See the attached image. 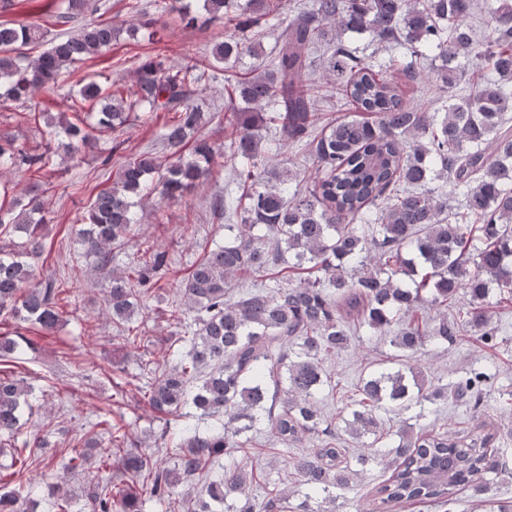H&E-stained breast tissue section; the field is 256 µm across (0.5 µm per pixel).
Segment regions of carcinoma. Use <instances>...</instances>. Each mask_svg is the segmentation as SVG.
<instances>
[{
    "instance_id": "obj_1",
    "label": "carcinoma",
    "mask_w": 512,
    "mask_h": 512,
    "mask_svg": "<svg viewBox=\"0 0 512 512\" xmlns=\"http://www.w3.org/2000/svg\"><path fill=\"white\" fill-rule=\"evenodd\" d=\"M479 0H309L288 18L278 46L262 71L228 84L225 94L238 108L205 115L190 101L193 86L211 73L195 62L171 64L156 53L146 57L129 85L104 86L90 80L69 90L73 118L61 113L45 121L46 144L36 153L14 139L0 137V173L23 168L38 173L52 155L78 163L92 152L112 160L122 142L112 136L132 120L173 112L163 127L168 161L143 153L130 157L112 186L101 190L80 218L85 252L106 268L112 251L135 237L134 207L156 193L163 199L205 183L219 147L194 138L202 124L218 120L231 128L227 148L237 160L238 223L224 225V244L209 250L181 284L186 309L185 351L175 365L146 383L151 411L167 417L161 439L177 442L181 455L169 468L159 450L133 452L125 436L90 428L74 439L70 457L57 460L52 433L23 435L24 408L32 386L0 376V444H13L10 464H0V512H32L37 487L9 489L40 456L56 465L59 482L48 486L55 512H69L58 498L87 450L104 453L102 466H119L129 484L117 487L98 477L86 490L88 512H141L144 491L162 512H288L286 492L269 494L255 506L246 491L258 471L235 454L253 446L250 433L260 425L284 447H298L310 436L322 447L293 461L301 478L294 512H342L337 501L371 460L352 461L350 440L384 443L387 478L360 512H397L403 505L452 503L466 490L481 494L512 478V470L493 448L497 434L437 425L416 427L429 407L465 403L477 413L494 375L474 368L449 384H434L412 364L428 346L444 345L467 332L491 344L498 328L488 313L492 289L512 294V0H494L487 12L488 34L470 23ZM55 24L82 21L77 29L50 41L36 58L26 47L44 41L48 30L37 22L0 24V101L26 103L73 64L112 45L120 28L87 19L108 9L95 0H61ZM163 0L158 16L127 27L153 38L160 16L193 15L199 8L236 29L259 27L283 10V0ZM366 33L380 48L404 47L436 61L433 74L448 96L442 112H431L423 98L404 97L387 65L359 54L345 41ZM323 50L326 77L366 116L344 115L317 131L316 101L308 76L312 56ZM247 52L264 57L256 44L233 37L214 45L212 57L224 64ZM272 106V111L264 107ZM272 129L283 149L301 147L312 160L307 176L260 152L262 129ZM443 179L448 192L433 186ZM461 197L458 208L448 196ZM44 202L32 185L27 194L0 203V235L23 234L24 241L0 247V320L15 335L0 336V366H15L23 346L21 324L50 333L62 322V289L37 276L43 250ZM168 268L165 252L148 244L131 273L112 272L104 300L106 315L119 324L141 308ZM259 281L262 291L228 299L234 281ZM389 334L403 353L398 368L371 371L343 407L342 425L323 418L320 401L335 389L324 363L349 348L361 330ZM401 415L394 433L381 428L380 412ZM224 457V474L212 466ZM203 478L202 499L190 508L175 487Z\"/></svg>"
}]
</instances>
